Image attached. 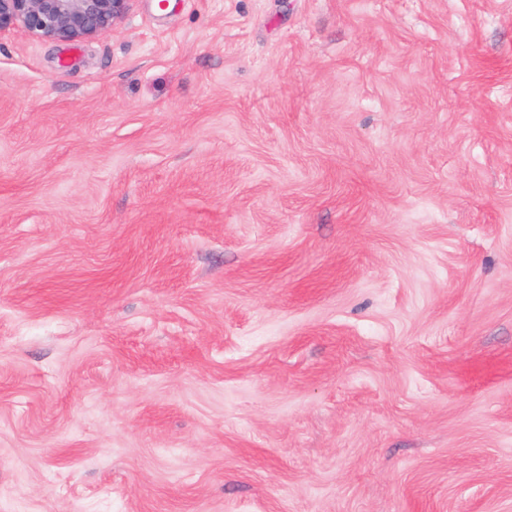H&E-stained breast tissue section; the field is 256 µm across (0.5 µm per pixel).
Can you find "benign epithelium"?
Returning <instances> with one entry per match:
<instances>
[{"mask_svg": "<svg viewBox=\"0 0 512 512\" xmlns=\"http://www.w3.org/2000/svg\"><path fill=\"white\" fill-rule=\"evenodd\" d=\"M132 0H0V31L21 26L31 35L77 42L112 29Z\"/></svg>", "mask_w": 512, "mask_h": 512, "instance_id": "obj_1", "label": "benign epithelium"}]
</instances>
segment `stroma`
I'll return each mask as SVG.
<instances>
[{"label":"stroma","instance_id":"35a3bbf8","mask_svg":"<svg viewBox=\"0 0 512 512\" xmlns=\"http://www.w3.org/2000/svg\"><path fill=\"white\" fill-rule=\"evenodd\" d=\"M0 512H512V0L0 31Z\"/></svg>","mask_w":512,"mask_h":512}]
</instances>
